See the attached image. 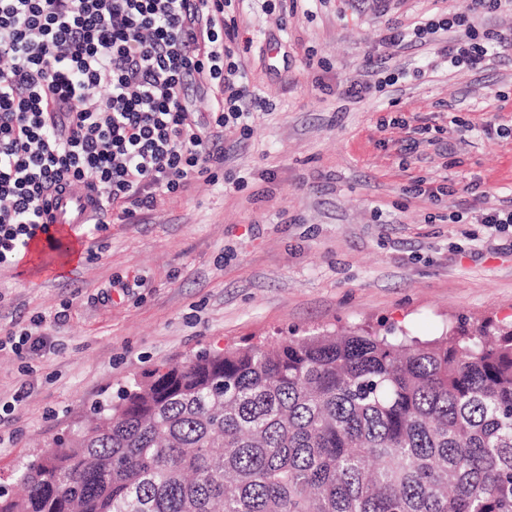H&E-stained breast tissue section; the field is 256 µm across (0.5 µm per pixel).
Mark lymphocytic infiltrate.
Wrapping results in <instances>:
<instances>
[{
    "instance_id": "lymphocytic-infiltrate-1",
    "label": "lymphocytic infiltrate",
    "mask_w": 512,
    "mask_h": 512,
    "mask_svg": "<svg viewBox=\"0 0 512 512\" xmlns=\"http://www.w3.org/2000/svg\"><path fill=\"white\" fill-rule=\"evenodd\" d=\"M232 0H0V268L46 231L48 191L66 183L101 193L116 221L152 210L212 174L223 131L256 103L241 76ZM463 27L448 59L483 68L512 50V29L442 24L387 27L407 34ZM207 85L208 134L189 117L186 92Z\"/></svg>"
}]
</instances>
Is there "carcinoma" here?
Wrapping results in <instances>:
<instances>
[{
	"instance_id": "cac0c4a2",
	"label": "carcinoma",
	"mask_w": 512,
	"mask_h": 512,
	"mask_svg": "<svg viewBox=\"0 0 512 512\" xmlns=\"http://www.w3.org/2000/svg\"><path fill=\"white\" fill-rule=\"evenodd\" d=\"M104 411L0 512H512V328L203 353Z\"/></svg>"
}]
</instances>
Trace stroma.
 <instances>
[{
    "label": "stroma",
    "mask_w": 512,
    "mask_h": 512,
    "mask_svg": "<svg viewBox=\"0 0 512 512\" xmlns=\"http://www.w3.org/2000/svg\"><path fill=\"white\" fill-rule=\"evenodd\" d=\"M440 13L472 18L470 0L236 4L257 104L225 128L214 179L139 222L73 227L77 260L0 270V488L21 495L18 466L96 400L205 350L512 323V225L482 221L512 205V52L472 71L444 31L381 41ZM37 323L46 350L17 355L9 333Z\"/></svg>",
    "instance_id": "stroma-1"
}]
</instances>
